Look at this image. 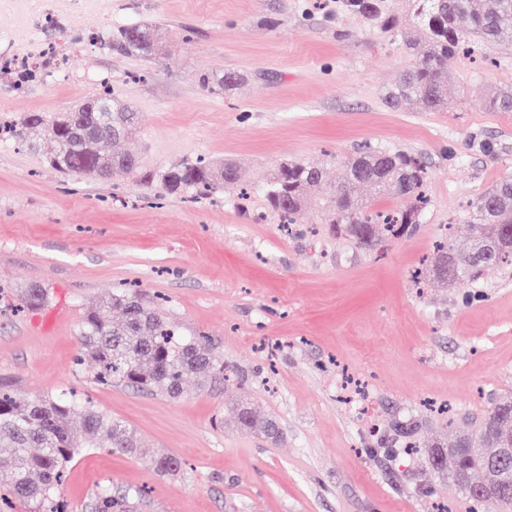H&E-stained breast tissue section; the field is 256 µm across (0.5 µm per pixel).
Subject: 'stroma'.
<instances>
[{
    "instance_id": "35a3bbf8",
    "label": "stroma",
    "mask_w": 512,
    "mask_h": 512,
    "mask_svg": "<svg viewBox=\"0 0 512 512\" xmlns=\"http://www.w3.org/2000/svg\"><path fill=\"white\" fill-rule=\"evenodd\" d=\"M76 40L57 77L16 87L0 71V125L58 112L110 86L141 116L143 163L165 169L205 158L239 168L236 190L197 201L147 192L135 174L62 181L0 134V389L75 392L133 427L147 447L186 465L185 480L92 448L70 464L57 495L93 512L100 485L142 490L140 512H471L430 468L448 424L466 429L512 396V274L486 270L480 295L416 284L443 233L469 237L468 204L512 171V112L489 109L512 91V52L449 61L446 112L388 92L408 59L336 0H52ZM37 0H0V32L28 56ZM149 26L152 55L112 44L120 26ZM236 75L223 94L199 75ZM377 145L420 158L429 207L410 236L376 250L336 239L313 210L297 235L258 219L260 186L284 161L323 166ZM48 291L21 305L30 285ZM131 288L184 335H203L235 373L229 390L188 384L179 398L98 383L78 365L84 314ZM276 419L278 442L242 431L233 404ZM422 448L388 454L398 424Z\"/></svg>"
}]
</instances>
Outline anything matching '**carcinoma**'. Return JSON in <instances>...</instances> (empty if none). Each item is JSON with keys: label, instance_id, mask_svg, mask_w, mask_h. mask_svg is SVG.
Instances as JSON below:
<instances>
[{"label": "carcinoma", "instance_id": "1", "mask_svg": "<svg viewBox=\"0 0 512 512\" xmlns=\"http://www.w3.org/2000/svg\"><path fill=\"white\" fill-rule=\"evenodd\" d=\"M416 23L401 29L385 0H343L344 10L359 14L369 23L402 44L412 57L390 92L395 106L417 103L427 110L448 104L451 76L448 59L460 55L468 44L490 52L512 42V0H409ZM236 81L222 70L200 77L204 89L221 94ZM98 98L112 105V112H92L75 124L67 112L28 114L16 136L37 147L48 140L53 150L49 165L62 176L90 175L105 167L107 174L124 170L139 176L150 190L165 193L193 190L203 195L220 194L237 184L238 169L226 161L220 167L194 163L172 166L160 173L143 166L133 139L140 115L113 97L107 89ZM425 167L416 157L390 153L367 146L357 157L344 162L336 185L324 187L323 169L318 165L285 162L264 184V207L293 223V214L310 207L320 223L329 224L336 236L360 247L376 248L400 239L415 228L427 204L424 192ZM385 193L404 201L392 213L376 209L366 193ZM471 236L464 248L445 241L436 248L429 265L418 273L436 284L474 288L482 271L497 267L512 270V244L500 239L512 234V174L503 176L492 188L479 193L470 203ZM478 239L492 244L487 257L473 252ZM46 289L33 285L24 293L30 308L47 301ZM80 361H89L94 378L103 384L125 382L143 389H156L171 398L183 393L190 377L200 387L229 381L224 358L211 352L199 337H175L160 312L142 302L138 294L121 290L81 320ZM512 404L504 398L493 404L471 430L440 441V457L454 481L479 482L488 475L484 453L475 454L464 476L445 452L467 439L474 448H501L512 434L488 431L498 405ZM240 429L269 439L279 435L277 422L257 414L247 402L234 408ZM112 448L144 461L158 475L180 479L184 464L172 454L152 451L125 422L83 405L72 396H22L0 393V474L7 475L10 499L24 512H64L57 496L67 466L85 448ZM141 496L131 489L102 485L95 505L102 512H138Z\"/></svg>", "mask_w": 512, "mask_h": 512}]
</instances>
